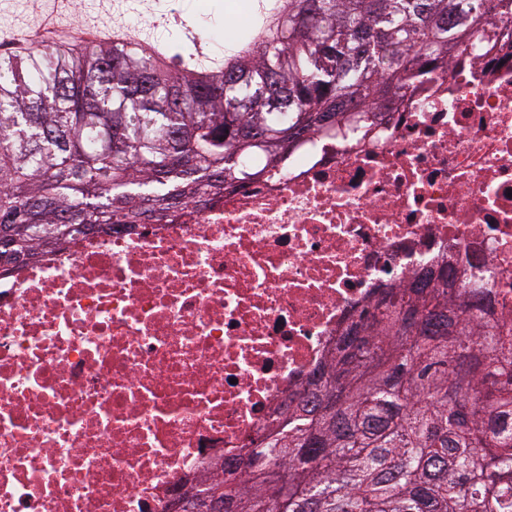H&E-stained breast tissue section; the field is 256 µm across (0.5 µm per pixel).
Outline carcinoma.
Listing matches in <instances>:
<instances>
[{
    "mask_svg": "<svg viewBox=\"0 0 512 512\" xmlns=\"http://www.w3.org/2000/svg\"><path fill=\"white\" fill-rule=\"evenodd\" d=\"M486 0H283L204 76L109 43L0 56V263L259 179L304 135L403 96ZM261 156L260 167L250 160ZM307 392L183 512H512V343L422 279L362 311Z\"/></svg>",
    "mask_w": 512,
    "mask_h": 512,
    "instance_id": "carcinoma-1",
    "label": "carcinoma"
}]
</instances>
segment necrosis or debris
Returning <instances> with one entry per match:
<instances>
[{
	"label": "necrosis or debris",
	"mask_w": 512,
	"mask_h": 512,
	"mask_svg": "<svg viewBox=\"0 0 512 512\" xmlns=\"http://www.w3.org/2000/svg\"><path fill=\"white\" fill-rule=\"evenodd\" d=\"M512 322V17L275 173L0 269V512H172L385 288Z\"/></svg>",
	"instance_id": "4bbe7bcc"
}]
</instances>
